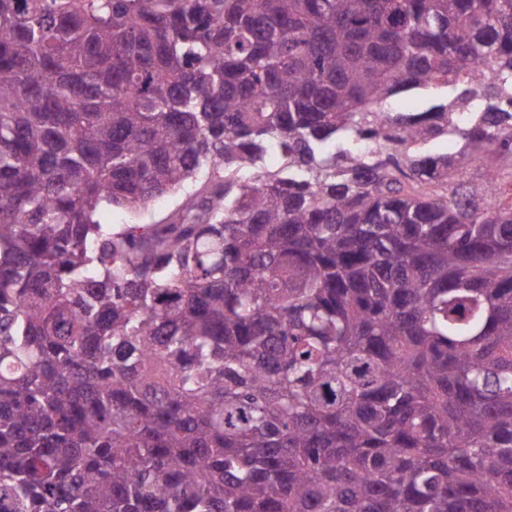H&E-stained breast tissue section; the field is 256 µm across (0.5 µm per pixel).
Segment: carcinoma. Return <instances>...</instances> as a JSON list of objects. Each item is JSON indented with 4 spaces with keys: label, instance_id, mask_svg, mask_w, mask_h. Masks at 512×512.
Returning <instances> with one entry per match:
<instances>
[{
    "label": "carcinoma",
    "instance_id": "1",
    "mask_svg": "<svg viewBox=\"0 0 512 512\" xmlns=\"http://www.w3.org/2000/svg\"><path fill=\"white\" fill-rule=\"evenodd\" d=\"M0 512H512V0H0ZM446 88H430L427 90H413L402 93L390 100L395 112H421L433 103L446 98ZM182 199L183 195L163 197L135 214L123 209L104 208L98 211L95 218L101 224H112L114 228L124 224H159L175 215Z\"/></svg>",
    "mask_w": 512,
    "mask_h": 512
}]
</instances>
